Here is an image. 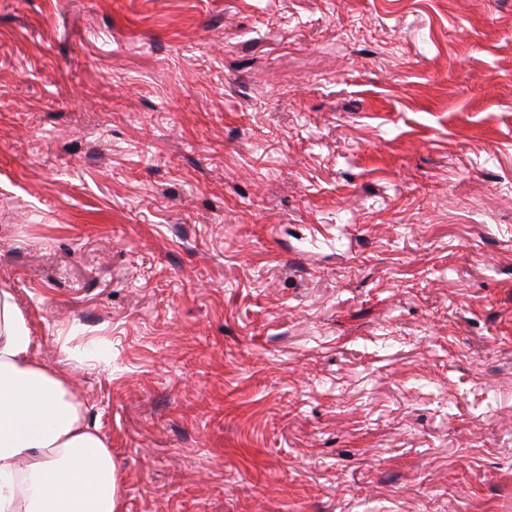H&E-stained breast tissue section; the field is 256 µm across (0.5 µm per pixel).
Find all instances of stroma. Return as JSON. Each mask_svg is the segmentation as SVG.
Here are the masks:
<instances>
[{
	"label": "stroma",
	"mask_w": 512,
	"mask_h": 512,
	"mask_svg": "<svg viewBox=\"0 0 512 512\" xmlns=\"http://www.w3.org/2000/svg\"><path fill=\"white\" fill-rule=\"evenodd\" d=\"M0 285L123 512H512V0H0Z\"/></svg>",
	"instance_id": "obj_1"
}]
</instances>
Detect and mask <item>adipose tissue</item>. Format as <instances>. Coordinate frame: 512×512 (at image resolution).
<instances>
[{
  "mask_svg": "<svg viewBox=\"0 0 512 512\" xmlns=\"http://www.w3.org/2000/svg\"><path fill=\"white\" fill-rule=\"evenodd\" d=\"M0 512H122L112 450L69 373L35 358L10 288H0Z\"/></svg>",
  "mask_w": 512,
  "mask_h": 512,
  "instance_id": "ef3b65f1",
  "label": "adipose tissue"
}]
</instances>
